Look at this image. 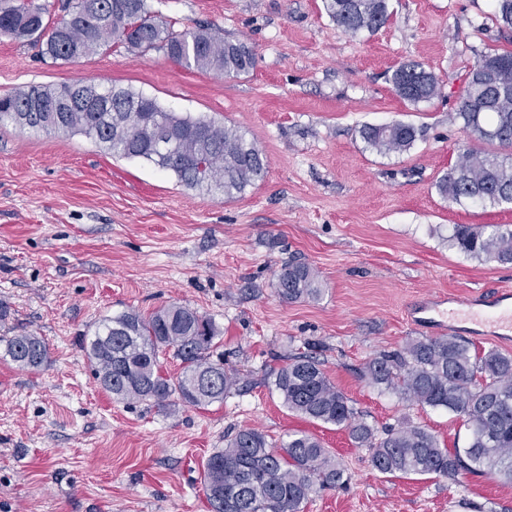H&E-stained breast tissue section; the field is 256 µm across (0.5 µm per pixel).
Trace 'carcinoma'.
I'll use <instances>...</instances> for the list:
<instances>
[{
	"label": "carcinoma",
	"mask_w": 512,
	"mask_h": 512,
	"mask_svg": "<svg viewBox=\"0 0 512 512\" xmlns=\"http://www.w3.org/2000/svg\"><path fill=\"white\" fill-rule=\"evenodd\" d=\"M495 21L512 28V0H496ZM337 26L357 35L373 34L388 20L387 0H323ZM63 16L46 20L32 0H0V35L33 41L52 60L76 61L99 50L161 51L177 65L225 76L256 67L251 45L226 39L210 28H175L149 0H62ZM396 95L412 104L440 94L436 76L418 62L392 74ZM89 106L46 112L71 89L31 85L0 98V123L21 129L80 133L114 156L145 160L173 173L186 187L218 190L232 199L261 181L263 151L245 133L203 117L172 112L130 88L88 83ZM456 118L471 138L500 152H460L437 183L441 197L462 205L512 203V50L490 52L467 74ZM172 134V149H155L158 130ZM422 129L412 123L365 125L360 137L383 154L409 151ZM451 246L477 258L512 263V229L486 231L456 224ZM319 275L291 259L275 273V292L286 302L319 295ZM217 332L212 323L185 306L168 304L144 317L135 311L103 319L86 348L96 379L113 399L150 401L159 407L176 395L196 408L224 400L235 378L211 360ZM5 355L21 368L38 369L49 359L45 342L32 334L1 336ZM173 351L182 371L161 373L159 354ZM272 385L289 411L313 421L344 427L359 447L371 449L375 470L390 475L455 476L494 473L512 480V356L479 352L459 337L415 339L382 351L363 377L402 402L446 409L461 418L467 446L448 449L426 428L411 423L382 430L370 425L326 377L322 363L300 353L271 372ZM204 488L212 512H301L315 492L346 485L344 469L328 449L306 433L288 435L275 447L255 428L239 430L204 463Z\"/></svg>",
	"instance_id": "carcinoma-1"
}]
</instances>
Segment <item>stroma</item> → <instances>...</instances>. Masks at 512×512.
<instances>
[{"mask_svg":"<svg viewBox=\"0 0 512 512\" xmlns=\"http://www.w3.org/2000/svg\"><path fill=\"white\" fill-rule=\"evenodd\" d=\"M151 3L178 27L249 43L255 69L229 78L121 48L55 61L0 37V96L81 80L129 87L238 128L266 154L267 174L228 200L78 133L0 125V303L10 309L0 335L32 333L49 349L37 371L0 354V512H210L203 465L243 428L276 442L306 431L343 466L346 486L313 494L303 512H512V483L495 474L378 473L370 449L288 411L269 383L312 349L369 424L408 421L465 446L460 418L403 403L362 370L424 337L407 316L418 298L512 289V265L448 242L457 224L512 226V204L457 205L436 190L470 144L455 118L465 74L512 50L495 0H389L388 22L357 36L322 0ZM411 61L441 86L416 106L391 83ZM393 121L422 128L410 151L365 146L362 125ZM294 257L318 271L317 299L277 296L274 273ZM170 303L212 320L213 357L237 385L204 410L114 401L86 355L98 322Z\"/></svg>","mask_w":512,"mask_h":512,"instance_id":"obj_1","label":"stroma"}]
</instances>
